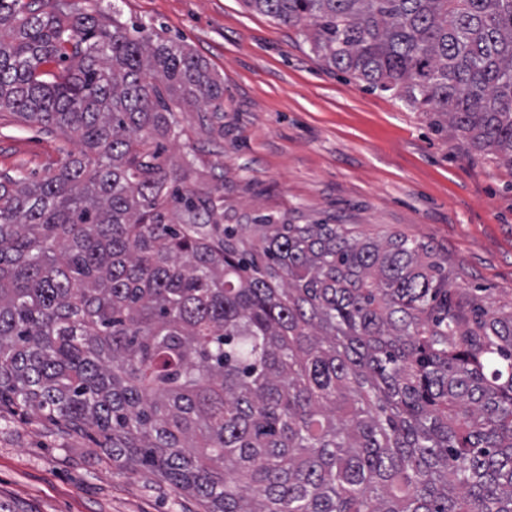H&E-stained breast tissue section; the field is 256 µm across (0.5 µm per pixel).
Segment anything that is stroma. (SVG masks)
I'll return each mask as SVG.
<instances>
[{"label":"stroma","mask_w":512,"mask_h":512,"mask_svg":"<svg viewBox=\"0 0 512 512\" xmlns=\"http://www.w3.org/2000/svg\"><path fill=\"white\" fill-rule=\"evenodd\" d=\"M115 2L188 45L224 81L220 120L180 113L168 167L193 162L236 223L347 224L430 243L453 287L512 301V165L437 133L432 113L326 67L296 28L242 0ZM71 142L0 112V176H44ZM0 505L11 512H202L153 473L107 459L96 441L0 410Z\"/></svg>","instance_id":"stroma-1"}]
</instances>
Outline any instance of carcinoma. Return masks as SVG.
Masks as SVG:
<instances>
[{"mask_svg": "<svg viewBox=\"0 0 512 512\" xmlns=\"http://www.w3.org/2000/svg\"><path fill=\"white\" fill-rule=\"evenodd\" d=\"M244 3L512 164V0ZM120 16L0 0V111L77 144L0 181V407L204 512H512V304L402 233L224 223L161 152L224 82Z\"/></svg>", "mask_w": 512, "mask_h": 512, "instance_id": "1", "label": "carcinoma"}]
</instances>
